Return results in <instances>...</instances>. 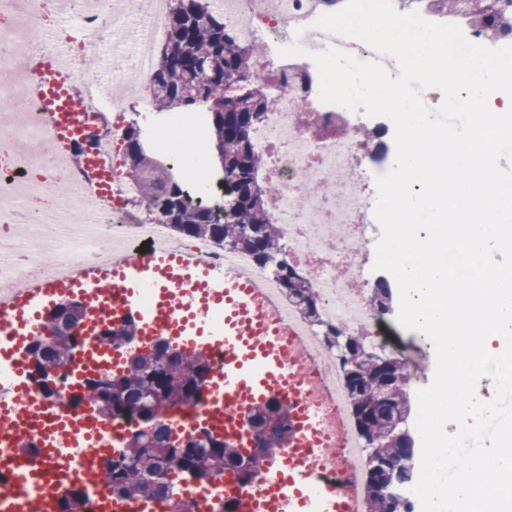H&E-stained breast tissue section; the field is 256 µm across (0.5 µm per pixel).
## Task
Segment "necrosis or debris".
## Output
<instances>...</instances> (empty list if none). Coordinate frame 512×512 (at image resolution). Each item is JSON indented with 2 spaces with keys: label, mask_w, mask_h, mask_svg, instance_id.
I'll list each match as a JSON object with an SVG mask.
<instances>
[{
  "label": "necrosis or debris",
  "mask_w": 512,
  "mask_h": 512,
  "mask_svg": "<svg viewBox=\"0 0 512 512\" xmlns=\"http://www.w3.org/2000/svg\"><path fill=\"white\" fill-rule=\"evenodd\" d=\"M211 6L239 42L263 45L254 73L278 89L273 111L252 139L261 181L279 187L269 208L283 231L288 261L314 271L312 286L328 321L363 332L377 351L391 350L367 307L374 261L361 256L354 243L375 220L377 196V172L362 163L375 147L358 132L369 125L389 130L393 124L321 102L311 55L338 47L362 60L381 61L394 77L395 60L314 29L329 11L327 0H212ZM168 9L169 0H0V106L6 109L0 117V280L9 287L71 275L114 252L130 256L162 245L192 260L223 264L224 249L210 239L176 238L166 225L141 221L137 212L150 209L151 201L124 168L126 119L151 109L156 56L168 41ZM131 28L139 37L128 49L117 41L105 47L97 38L101 32L117 38ZM17 42L36 59L59 54L70 59L64 77L80 88L88 107L84 143L112 167L111 202L89 205V181L68 166L32 76L11 60L9 49ZM296 43L304 54H285V47ZM107 55L111 78L84 68L86 58ZM150 132L158 163L183 180L192 202L223 197L221 174L207 179L191 174L207 141L202 112L169 113ZM301 369L311 395L324 387L331 392L319 406L330 419L321 480L353 497L356 512H365L366 459L343 373L322 370L312 360L303 361Z\"/></svg>",
  "instance_id": "4bbe7bcc"
}]
</instances>
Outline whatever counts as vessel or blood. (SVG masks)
Segmentation results:
<instances>
[{"instance_id": "1", "label": "vessel or blood", "mask_w": 512, "mask_h": 512, "mask_svg": "<svg viewBox=\"0 0 512 512\" xmlns=\"http://www.w3.org/2000/svg\"><path fill=\"white\" fill-rule=\"evenodd\" d=\"M67 67L60 54L33 65L42 106L52 114L57 140L69 149L79 142L82 125L79 97L59 78ZM78 170L95 178L98 197L108 199L112 176L95 153H86ZM63 297L81 298L87 308L72 391H80L87 376L121 363L97 342L99 310L107 305L113 324L134 321L143 342L166 336L189 353L223 350L224 365L208 377L196 427L250 449L249 419L259 405L279 399L290 419L287 443L261 463L245 493L246 512H351L349 500L316 477L326 457L327 419L306 393L295 366L302 351L289 340L293 326L273 291L233 257L217 268L166 247L142 257H113L108 273L88 267L68 279L42 280L10 293L0 308V319L11 323L8 341L0 343V363L14 370L0 376V512H59L61 499L75 487L102 504L103 512L154 509L144 498L107 499L97 474L106 455L121 445L110 422L87 403L75 414L49 406L24 378L27 339L42 334L48 311ZM25 443L34 444L37 454L22 453Z\"/></svg>"}]
</instances>
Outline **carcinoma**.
<instances>
[{
	"mask_svg": "<svg viewBox=\"0 0 512 512\" xmlns=\"http://www.w3.org/2000/svg\"><path fill=\"white\" fill-rule=\"evenodd\" d=\"M168 16L169 53L158 57L152 77L153 104L157 111L211 105L210 123L219 133L216 147L224 161V201L217 207L193 205L180 182L156 164L144 165L136 150L134 130L126 134V162L129 173L143 179V192L152 199L161 223L175 237H205L216 245H231L248 255L254 264L268 269L279 282L288 301L294 303L305 319L323 336H342L344 328L324 320L319 299L312 288L313 274L303 273L302 283L291 282L296 268L288 260H278L283 236L270 219L267 207L270 186L259 182L261 160L251 138L257 118L273 111L274 95L268 84L256 80L251 105L240 107L225 96L226 85L239 76H252L254 46L242 48L224 27L223 18L209 10L201 0H174ZM464 16L493 36L512 38V0H486L485 13L479 16L469 8ZM378 291L369 300L372 315L379 319L390 301V286L376 282ZM83 311L64 314L65 330H50L53 341L45 344L34 337L28 354L34 356L43 371H53L80 345L77 325ZM135 335V323L129 321L98 336L104 346L126 343ZM211 371L204 355L188 356L165 337H158L145 353L128 356L124 369L88 377L83 390L72 394L67 403L77 407L92 402L112 421L131 420L133 430L124 439L120 456L105 458L101 480L115 499L145 496L159 499V492L173 503L179 495L173 482H165L167 471L197 481L209 474L236 472L238 479H253L257 464L279 448L289 429L288 410L276 400L260 407L251 417L255 448L249 456L230 448L224 438L208 432H175L171 422L201 398ZM406 360L399 356L390 365L367 359L360 371L345 381L349 390L352 416L366 451L374 452L379 465L369 470L366 488V512H412L411 503L387 502L383 488L390 483H407L411 471L408 460L413 449L408 436L396 425L399 402L410 404L406 386ZM149 429L148 446L140 442V429ZM88 497L81 492L61 503V512H87Z\"/></svg>",
	"mask_w": 512,
	"mask_h": 512,
	"instance_id": "1",
	"label": "carcinoma"
}]
</instances>
